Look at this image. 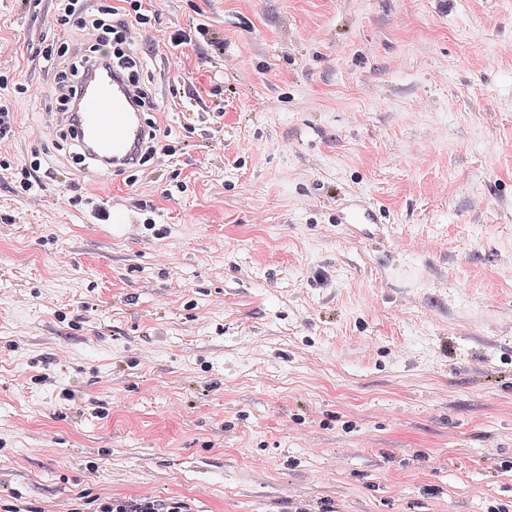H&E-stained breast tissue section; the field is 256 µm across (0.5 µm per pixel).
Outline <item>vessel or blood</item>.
<instances>
[{
  "instance_id": "vessel-or-blood-1",
  "label": "vessel or blood",
  "mask_w": 512,
  "mask_h": 512,
  "mask_svg": "<svg viewBox=\"0 0 512 512\" xmlns=\"http://www.w3.org/2000/svg\"><path fill=\"white\" fill-rule=\"evenodd\" d=\"M135 97L129 79L103 70L83 83L77 110L61 116L80 152L112 172L128 168L148 139L149 123Z\"/></svg>"
}]
</instances>
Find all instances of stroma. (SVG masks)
I'll use <instances>...</instances> for the list:
<instances>
[{
	"instance_id": "obj_1",
	"label": "stroma",
	"mask_w": 512,
	"mask_h": 512,
	"mask_svg": "<svg viewBox=\"0 0 512 512\" xmlns=\"http://www.w3.org/2000/svg\"><path fill=\"white\" fill-rule=\"evenodd\" d=\"M144 5L177 153L101 183L58 147L52 0H0L42 160L32 197L0 171V503L512 505V0Z\"/></svg>"
}]
</instances>
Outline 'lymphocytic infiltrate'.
Returning <instances> with one entry per match:
<instances>
[{
  "label": "lymphocytic infiltrate",
  "instance_id": "lymphocytic-infiltrate-1",
  "mask_svg": "<svg viewBox=\"0 0 512 512\" xmlns=\"http://www.w3.org/2000/svg\"><path fill=\"white\" fill-rule=\"evenodd\" d=\"M154 15L146 10L143 0H55L53 24L77 27L82 33L81 45L63 40L40 49L39 54L55 72L51 100L56 111L71 109L73 98L89 70L102 65L119 71L140 91V101L150 110H157L152 94L139 73V59L132 47L137 36L153 28ZM97 512H191L188 504L178 498L157 499L106 497L100 500Z\"/></svg>",
  "mask_w": 512,
  "mask_h": 512
}]
</instances>
